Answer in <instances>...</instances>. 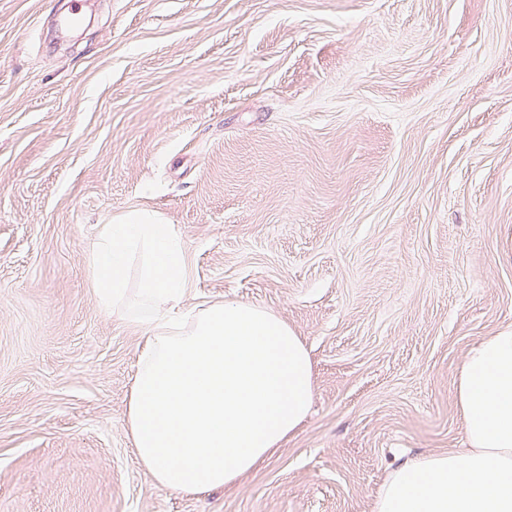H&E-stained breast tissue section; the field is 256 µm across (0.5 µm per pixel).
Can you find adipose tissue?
Here are the masks:
<instances>
[{
	"label": "adipose tissue",
	"mask_w": 512,
	"mask_h": 512,
	"mask_svg": "<svg viewBox=\"0 0 512 512\" xmlns=\"http://www.w3.org/2000/svg\"><path fill=\"white\" fill-rule=\"evenodd\" d=\"M137 253L145 262L127 316L147 336L125 429L157 485L187 494L233 486L305 420L314 395L309 353L260 305L185 307L183 245L173 225L148 213L103 225L91 248L89 276L102 305L123 301ZM455 396L466 450L393 471L374 512H512V327L468 352Z\"/></svg>",
	"instance_id": "1"
}]
</instances>
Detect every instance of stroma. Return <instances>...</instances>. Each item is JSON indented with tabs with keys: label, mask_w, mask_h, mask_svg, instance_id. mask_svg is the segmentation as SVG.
Wrapping results in <instances>:
<instances>
[{
	"label": "stroma",
	"mask_w": 512,
	"mask_h": 512,
	"mask_svg": "<svg viewBox=\"0 0 512 512\" xmlns=\"http://www.w3.org/2000/svg\"><path fill=\"white\" fill-rule=\"evenodd\" d=\"M0 0V512H373L466 446L455 382L512 327V0ZM174 225L190 304L304 341L297 433L231 488L158 486L124 422L143 326L114 217Z\"/></svg>",
	"instance_id": "obj_1"
}]
</instances>
